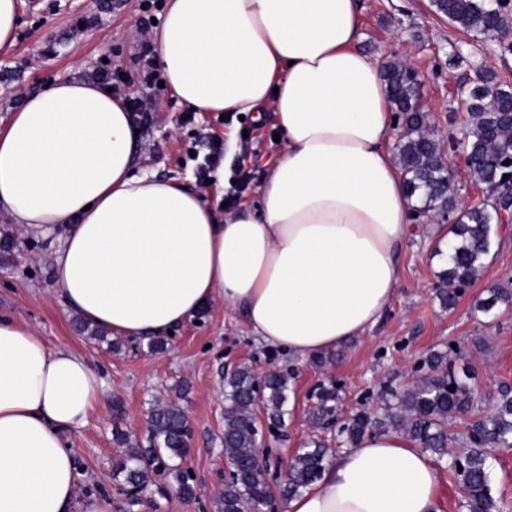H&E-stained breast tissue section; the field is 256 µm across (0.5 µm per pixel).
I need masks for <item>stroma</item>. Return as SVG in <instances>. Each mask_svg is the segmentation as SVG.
I'll return each mask as SVG.
<instances>
[{
    "instance_id": "35a3bbf8",
    "label": "stroma",
    "mask_w": 512,
    "mask_h": 512,
    "mask_svg": "<svg viewBox=\"0 0 512 512\" xmlns=\"http://www.w3.org/2000/svg\"><path fill=\"white\" fill-rule=\"evenodd\" d=\"M362 51L378 61H405L418 72L420 105L436 137L449 127L465 125L468 114L457 88L472 84L474 65H482L498 81L512 86V52L496 41L463 32L437 14L432 0H361ZM142 8L141 0H19L20 21L13 46L0 49V129L24 96L60 79L88 75L109 64L122 76V93L151 96L156 112L150 134L139 135L135 164L160 177L181 178L190 189H201L209 201L224 198L226 188L199 187L190 153L205 136L234 143L233 158L248 172L252 188L241 202L254 204L266 164L276 159L275 115L220 117L196 113L185 123V105L170 88L146 85L137 40L128 36ZM81 35H73L75 26ZM461 49L465 61L452 57ZM9 230L13 250L0 259V310L36 330L53 347L71 349L100 368L106 392L88 423L72 435L80 466V490L103 489L115 506H123L112 476V462L121 453L114 429L131 437L147 435L148 411L158 401L175 400L189 418L193 438L183 462L193 472L197 496L183 500L176 492L154 499L153 512H218L224 485V379L239 367L255 375L291 372L285 426L272 447H306L312 439L331 440L329 430L313 424L316 407L307 393L317 383H339L337 411L349 419L359 411L379 412L387 389L405 390L427 377L431 354L444 353L454 371L470 368L480 398L498 384H512V306L483 312L480 301L496 288L512 289V229L499 230L491 254L474 283L453 308L438 295L439 273L446 267L448 224L444 218L414 219L400 256L403 279L390 309L366 334L337 348L322 366L262 345L240 312L223 303L210 305L194 319L174 328L164 350L148 343L108 334L87 338L74 327V315L63 306L51 277L58 233H37L13 224L0 213V230ZM121 410H114V403ZM491 494L512 512V448L491 449L488 458Z\"/></svg>"
}]
</instances>
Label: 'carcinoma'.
Returning <instances> with one entry per match:
<instances>
[{"label":"carcinoma","mask_w":512,"mask_h":512,"mask_svg":"<svg viewBox=\"0 0 512 512\" xmlns=\"http://www.w3.org/2000/svg\"><path fill=\"white\" fill-rule=\"evenodd\" d=\"M437 13L474 35L498 41L503 51H512V41L504 34L512 15V0H433ZM474 86L462 89L460 98L468 112L467 140L464 147L471 179L485 186L483 200L448 218V263L439 278L444 304L453 306L461 293L472 285L490 253L491 232L498 217L495 203L504 189L502 173L512 165V87L497 81L483 67L475 68ZM388 93L395 111L402 116L404 132L395 145V156L408 196L420 198L415 207L421 218L450 212L452 171L444 161L441 142L423 129L425 114L419 108L420 83L409 66L397 59L383 65ZM498 303L512 305V291L493 290L481 302L484 311ZM433 374L404 391L395 405L383 413L361 411L344 424L339 433L357 444L366 433L394 430L407 435L419 448L442 459L448 456V420L470 412L475 388L473 376L465 371H448L447 355L430 358ZM286 370L266 375L261 399H256V377L248 367L239 368L226 379L224 408V456L234 471L224 481L219 495L221 512H256L271 498L268 482L255 468L254 454L259 438L256 403H261L271 424H280L288 401L289 378ZM454 390H449L450 385ZM339 388L336 383L321 386L313 412L316 425L336 410ZM115 441L124 446L113 460L114 478L124 488L156 485V493H167V485L155 484L154 474L172 477L186 500L196 497L190 471L173 460H185L190 452L191 424L173 401L155 403L150 409L145 442H132L117 429ZM512 447V386L504 383L489 399L487 414L478 419L468 436L467 451L461 456L463 493L469 512H497L488 484V448ZM334 449L314 440L296 454L279 491L284 499L298 494L316 482Z\"/></svg>","instance_id":"carcinoma-1"}]
</instances>
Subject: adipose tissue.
<instances>
[{
  "label": "adipose tissue",
  "instance_id": "1",
  "mask_svg": "<svg viewBox=\"0 0 512 512\" xmlns=\"http://www.w3.org/2000/svg\"><path fill=\"white\" fill-rule=\"evenodd\" d=\"M361 26L358 0H168L154 43L179 102L276 116L282 149L253 208L220 214L179 180L134 171L126 105L94 79L26 95L0 131V210L62 228L51 274L67 311L139 339L219 300L299 358L374 327L402 280L412 209ZM104 392L86 357L0 312V512H113L110 494L79 492L71 441ZM440 480L409 437L375 432L286 512H435Z\"/></svg>",
  "mask_w": 512,
  "mask_h": 512
}]
</instances>
